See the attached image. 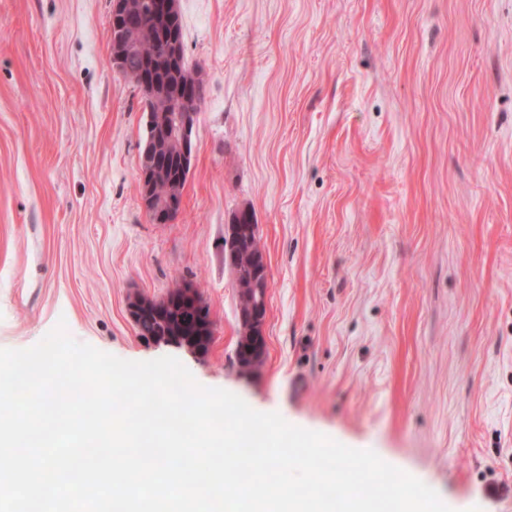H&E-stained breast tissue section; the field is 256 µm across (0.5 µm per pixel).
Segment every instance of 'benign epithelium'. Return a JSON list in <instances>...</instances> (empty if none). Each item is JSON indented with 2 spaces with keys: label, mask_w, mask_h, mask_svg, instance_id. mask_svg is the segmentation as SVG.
Returning a JSON list of instances; mask_svg holds the SVG:
<instances>
[{
  "label": "benign epithelium",
  "mask_w": 512,
  "mask_h": 512,
  "mask_svg": "<svg viewBox=\"0 0 512 512\" xmlns=\"http://www.w3.org/2000/svg\"><path fill=\"white\" fill-rule=\"evenodd\" d=\"M152 16L157 23L160 38L166 43V55L161 63L144 62L139 69L138 84L143 95L151 98L155 104L154 111L147 113V126L154 129V139L146 142L143 154L151 156L165 155L173 157L184 168L191 169L193 147L191 146L196 112L183 106L170 107L164 94L160 92L158 74L166 69H174L181 65L184 58L182 40L173 26L179 19L178 0H156ZM142 8L132 0H112L110 19L112 37V67L118 72L128 70V62L137 51L139 39L144 30ZM167 166L156 163L139 170L141 186L145 187L142 194L146 210L156 223L173 221L172 195L158 198L150 193L153 185L167 179ZM258 237V225L242 223V215H237L232 224L228 225V252L226 264L232 269L234 276H239L235 263V248L242 235ZM257 269L252 271L255 311L249 319L252 334L263 335V326L267 311V292L270 288L267 265L262 251L256 253ZM199 293L195 286L185 283L175 300L194 312L189 326L199 329L206 324L204 313L198 302Z\"/></svg>",
  "instance_id": "7a95c632"
}]
</instances>
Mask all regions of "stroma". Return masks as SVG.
Wrapping results in <instances>:
<instances>
[{"instance_id":"35a3bbf8","label":"stroma","mask_w":512,"mask_h":512,"mask_svg":"<svg viewBox=\"0 0 512 512\" xmlns=\"http://www.w3.org/2000/svg\"><path fill=\"white\" fill-rule=\"evenodd\" d=\"M205 96L176 220L139 180L142 93L110 0H0V348L58 320L131 361L386 462L452 512H512V0H179ZM270 288L241 370L240 210ZM197 287V354L129 306ZM253 215L250 214V220L249 224H242V213L237 215L232 224H229L228 226V239L225 238V248H224V261H225V254L227 252V244H228V252H227V260L226 264L232 269L235 280L237 281L240 274L238 272V269L236 267L235 263V248L238 246L240 239L242 238V235H252L254 237L255 243L257 242L258 238V226L257 224L253 223ZM180 312L177 310H168L165 320H160L152 312L137 314L134 313L135 324L139 336L144 339L164 340V338H173L179 341V345L187 343L188 345H198L196 349L207 352L211 338L203 340L201 336H165L178 325Z\"/></svg>"}]
</instances>
